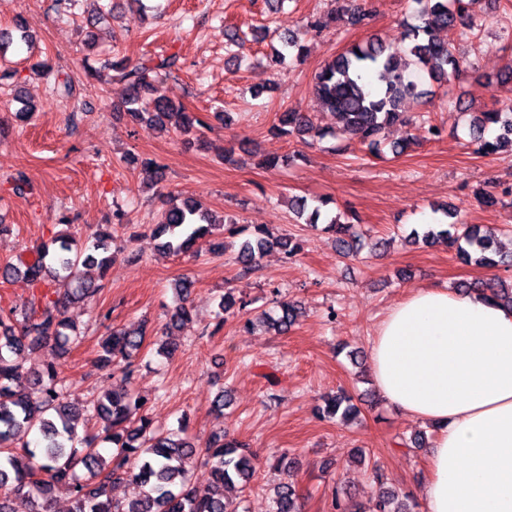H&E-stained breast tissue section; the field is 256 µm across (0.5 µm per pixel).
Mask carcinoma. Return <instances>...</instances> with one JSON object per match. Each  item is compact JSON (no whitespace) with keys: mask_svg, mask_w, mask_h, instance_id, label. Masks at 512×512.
I'll list each match as a JSON object with an SVG mask.
<instances>
[{"mask_svg":"<svg viewBox=\"0 0 512 512\" xmlns=\"http://www.w3.org/2000/svg\"><path fill=\"white\" fill-rule=\"evenodd\" d=\"M479 0H414L420 20L403 31L397 46L386 44L373 35L338 54L316 75L314 93L327 111L336 114V135L366 147L377 155L381 151L385 130L393 125H409L411 119L402 112V103L419 94V85L407 74L415 67L428 74L431 81L442 85L448 78L458 77L471 68V63L456 56L439 33L456 30L464 39L474 34L473 5ZM373 18L368 0H351L332 20L366 28ZM282 51L300 59L307 46L294 34L281 37ZM32 36L18 21L11 29L0 31V55L15 44L30 45ZM179 56L171 53L149 59L135 66L114 61L108 69L126 85L125 112L134 124L149 123L162 132L175 130L205 144L206 117L191 112L161 93L159 84L177 68ZM46 79L50 95L68 101L75 87L70 77L46 63L35 65ZM16 87L14 100L21 104L17 116L26 117L37 111V105L23 93L19 73L0 71V82ZM276 131L281 135L305 138L317 132L307 112L288 110L278 117ZM512 147V104L505 107L469 113L467 147L480 156H491ZM130 165L136 163L151 170L152 182L165 181L166 167L156 159L139 160L133 153L125 156ZM504 197H512V188L498 190L488 186L475 194L482 207H493ZM324 198L310 208L303 199L295 200L297 217H306L308 226L336 235V248L344 257L358 256L362 249L361 234L356 225L342 223L333 216ZM448 224H422L412 228L409 240L415 245L431 246L442 242L464 262L488 267H512V252L499 248L497 229L467 224L460 210L448 208ZM220 229L208 212L192 198L178 204L163 201V208L152 228L156 247L169 254L181 255L206 243L213 253L224 252V242L211 237ZM112 242L111 226L100 227L79 247L71 236H54L32 251V257L19 263L0 265V278L26 279L36 292L23 305L0 312V512H14L13 497L22 496L31 504L28 512H47L60 491L69 495V512H229L224 491L240 483L247 485L255 473L254 455L245 446L215 434L206 443L205 453L198 452L195 442L186 435L185 426L161 431L153 427L147 401L131 392L129 386L135 371V353L140 349L145 330L112 328L101 343L100 367L115 380L112 390L83 403L68 400L61 377L59 359L77 347L83 331L65 316L67 306L75 302H92L104 284L86 277L80 268L96 265L106 270L107 253ZM277 248L292 259L302 251V243L291 235L274 237L264 225H257L251 237L243 240L235 253V262L245 270L255 267L264 254ZM486 296L512 308V280L493 278L480 284ZM194 282L183 278L174 284L179 304L169 315L165 334L176 335L190 321L186 301ZM279 312L261 311L246 320L245 326L259 320L268 328L284 333L299 317V305L291 300L277 301ZM21 332H16V325ZM49 348L56 360L37 373L29 390L15 386L28 351ZM359 413L352 399L340 392L325 403L322 416L342 424ZM98 420L101 425L78 437L77 422ZM111 445L105 458L98 445ZM210 467L212 480L203 489L191 485L187 475L199 459ZM86 471L82 478L78 470ZM379 486L374 512H411L399 499V493L385 486L383 475L374 471ZM132 481L141 487L131 502L115 501L112 486ZM301 494L290 474H285L274 488V512H300Z\"/></svg>","mask_w":512,"mask_h":512,"instance_id":"carcinoma-1","label":"carcinoma"}]
</instances>
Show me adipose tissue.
Returning a JSON list of instances; mask_svg holds the SVG:
<instances>
[{
    "label": "adipose tissue",
    "instance_id": "1",
    "mask_svg": "<svg viewBox=\"0 0 512 512\" xmlns=\"http://www.w3.org/2000/svg\"><path fill=\"white\" fill-rule=\"evenodd\" d=\"M368 349L385 401L436 429L426 512H512V309L478 291L419 288Z\"/></svg>",
    "mask_w": 512,
    "mask_h": 512
}]
</instances>
